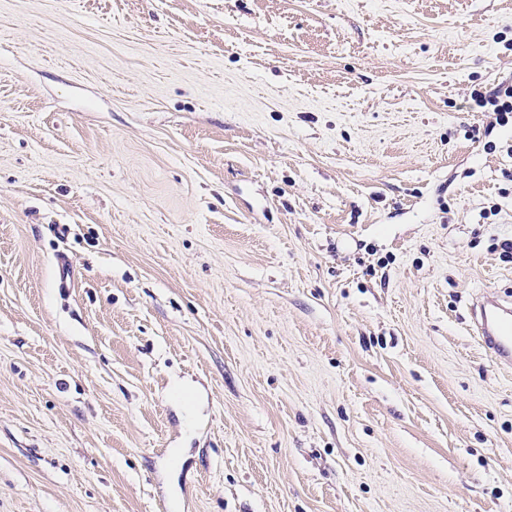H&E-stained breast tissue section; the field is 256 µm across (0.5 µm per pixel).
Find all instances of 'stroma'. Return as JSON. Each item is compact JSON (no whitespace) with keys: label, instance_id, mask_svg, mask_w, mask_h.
Here are the masks:
<instances>
[{"label":"stroma","instance_id":"1","mask_svg":"<svg viewBox=\"0 0 512 512\" xmlns=\"http://www.w3.org/2000/svg\"><path fill=\"white\" fill-rule=\"evenodd\" d=\"M502 85L512 0H0V512H512ZM475 105L487 119L486 127L512 125V85L498 87L489 95L476 94ZM473 319L481 341L503 367H512L511 303L483 296L473 306Z\"/></svg>","mask_w":512,"mask_h":512}]
</instances>
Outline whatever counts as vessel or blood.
Listing matches in <instances>:
<instances>
[{"label": "vessel or blood", "instance_id": "1", "mask_svg": "<svg viewBox=\"0 0 512 512\" xmlns=\"http://www.w3.org/2000/svg\"><path fill=\"white\" fill-rule=\"evenodd\" d=\"M473 319L481 341L504 367H512V304L483 296L473 306Z\"/></svg>", "mask_w": 512, "mask_h": 512}]
</instances>
